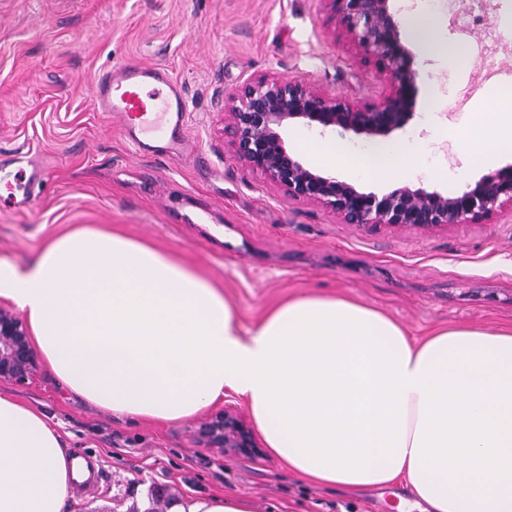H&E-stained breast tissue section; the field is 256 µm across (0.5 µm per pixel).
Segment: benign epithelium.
I'll list each match as a JSON object with an SVG mask.
<instances>
[{"instance_id": "obj_1", "label": "benign epithelium", "mask_w": 512, "mask_h": 512, "mask_svg": "<svg viewBox=\"0 0 512 512\" xmlns=\"http://www.w3.org/2000/svg\"><path fill=\"white\" fill-rule=\"evenodd\" d=\"M326 22L355 49L360 62L373 63L389 82V93L371 104H351L300 82L254 75L224 94L229 145L234 156L264 176L288 198L321 204L347 224L370 229L385 224L422 230L476 224L512 207V164L485 175L455 196L403 186L366 193L313 169L288 150L283 131L301 123L324 136L337 130L386 136L404 128L412 112L419 71L400 38L391 0H320ZM39 358L27 323L0 304V379L23 383L35 376ZM207 448L255 452L249 429L232 412L215 415L198 432Z\"/></svg>"}]
</instances>
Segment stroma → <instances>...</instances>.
I'll return each mask as SVG.
<instances>
[{
    "label": "stroma",
    "instance_id": "stroma-1",
    "mask_svg": "<svg viewBox=\"0 0 512 512\" xmlns=\"http://www.w3.org/2000/svg\"><path fill=\"white\" fill-rule=\"evenodd\" d=\"M491 27L462 28L447 9L441 36L473 48L472 65L417 57L414 118L391 133L432 147L431 173L359 183L383 194L409 185L453 195L503 166L460 152L445 137L480 96L487 56L512 72V0H487ZM135 62L171 70L190 112L186 155L135 151L118 120L95 108L93 77ZM270 73L354 104L389 87L327 25L319 0H0V150L28 153L49 180L33 208L0 209V258L28 265L43 243L78 226L118 229L169 249L220 285L242 327L288 294L346 295L381 309L421 338L438 326L493 330L512 323V210L476 224L371 231L329 208L289 199L238 161L224 135L226 91ZM438 110L427 113L430 99ZM8 394L49 415L66 451L102 462L91 496H70L67 512H159L189 496L235 494L258 512H390L402 486L318 488L269 451L237 455L204 447L200 427L231 410L251 416L233 393L200 416L173 424L119 417L72 394L47 367Z\"/></svg>",
    "mask_w": 512,
    "mask_h": 512
}]
</instances>
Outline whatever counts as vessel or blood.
Segmentation results:
<instances>
[{
	"mask_svg": "<svg viewBox=\"0 0 512 512\" xmlns=\"http://www.w3.org/2000/svg\"><path fill=\"white\" fill-rule=\"evenodd\" d=\"M92 96L98 109L118 117L125 135L137 149L173 158L185 153L186 138L180 132L185 124L187 102L182 87L169 69L125 63L96 75ZM85 479L74 482L82 495L97 491L102 479L99 459L75 454Z\"/></svg>",
	"mask_w": 512,
	"mask_h": 512,
	"instance_id": "vessel-or-blood-1",
	"label": "vessel or blood"
}]
</instances>
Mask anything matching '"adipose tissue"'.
<instances>
[{
  "instance_id": "adipose-tissue-1",
  "label": "adipose tissue",
  "mask_w": 512,
  "mask_h": 512,
  "mask_svg": "<svg viewBox=\"0 0 512 512\" xmlns=\"http://www.w3.org/2000/svg\"><path fill=\"white\" fill-rule=\"evenodd\" d=\"M400 18L426 56L468 64L427 0H404ZM446 135L482 159L511 153L512 92L485 95ZM299 145L359 181L421 172L429 155L424 139ZM2 297L50 371L114 415L178 422L231 392L310 485L398 484L427 512H512V325L415 340L382 310L315 293L279 299L246 329L174 253L93 227L48 239L27 267L1 258ZM72 478L57 424L0 394V512H64Z\"/></svg>"
}]
</instances>
